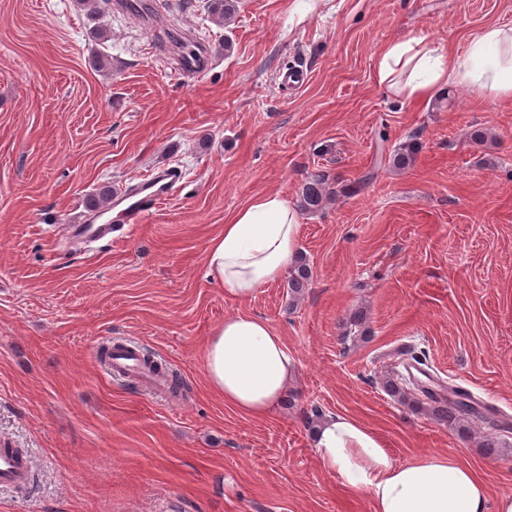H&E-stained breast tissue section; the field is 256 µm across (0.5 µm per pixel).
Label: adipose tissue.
I'll return each instance as SVG.
<instances>
[{
  "instance_id": "obj_1",
  "label": "adipose tissue",
  "mask_w": 512,
  "mask_h": 512,
  "mask_svg": "<svg viewBox=\"0 0 512 512\" xmlns=\"http://www.w3.org/2000/svg\"><path fill=\"white\" fill-rule=\"evenodd\" d=\"M374 72L394 97L412 102L451 84L512 100V26L484 29L462 55L424 36L405 37L377 52ZM298 231L297 213L279 193L261 195L211 239L208 272L227 299L247 301L288 270ZM204 365L210 390L254 419L275 412L295 372L268 321L241 312L211 331ZM314 448L320 465L367 497L372 512H512L511 492L491 495L484 480L452 455L429 452L396 461L374 430L349 415L327 416L316 429Z\"/></svg>"
}]
</instances>
